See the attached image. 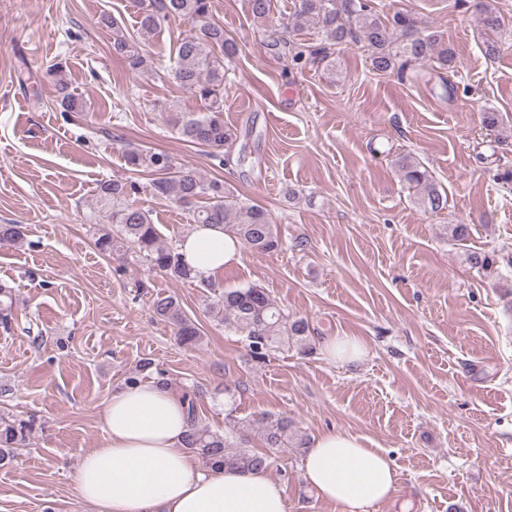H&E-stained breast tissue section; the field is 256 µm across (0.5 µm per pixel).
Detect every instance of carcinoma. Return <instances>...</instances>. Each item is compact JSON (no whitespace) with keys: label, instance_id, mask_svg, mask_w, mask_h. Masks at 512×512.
I'll return each mask as SVG.
<instances>
[{"label":"carcinoma","instance_id":"obj_1","mask_svg":"<svg viewBox=\"0 0 512 512\" xmlns=\"http://www.w3.org/2000/svg\"><path fill=\"white\" fill-rule=\"evenodd\" d=\"M134 3L140 30L145 33L155 31L172 16L190 23L191 28L181 39L167 76L199 102V112L178 121L176 129L185 141L206 148L212 158L224 165L230 163L237 134L224 125V62L233 60L238 52L237 43L224 32V25L212 18L211 0H134ZM457 5L473 9L487 36L485 52L494 56L502 32L501 16L494 4L491 0H457ZM247 7L253 23L263 26L270 18L272 0H247ZM106 23L112 26L113 53L124 58L133 71L145 69L147 60L135 42L124 35L121 21L109 17ZM306 23L316 26L319 44L291 45L289 56L296 66L327 58L331 46L359 43L372 50V69L380 73L395 71L402 75L407 69L427 62L446 69L455 64V54L444 36L408 9L397 10L384 18L374 10L372 0H296L292 16L279 22L277 42L288 45V35ZM53 71L58 76L62 107L69 112L83 111L82 100L69 90L64 80L63 65L56 64ZM125 161L131 171L153 175L149 187L154 195L192 209L194 223L219 227L257 253H271L282 247L271 213L260 205L242 201L224 182L208 179L164 152L129 149L125 151ZM396 165L402 181L417 200L432 212L445 208L446 199L420 161L403 156L396 160ZM137 192L134 182L105 180L98 184L96 205L109 210L115 228L97 232L96 249L109 257L130 249L152 269L171 279L197 281L178 246L166 242L150 212L131 200ZM25 239L26 226L0 224V246L20 245ZM466 262L479 272H491L496 269L498 254L471 250ZM154 312L173 325L180 344L195 346L201 342L199 328L176 298H156ZM210 312L220 315L227 329L242 336L248 354L255 361L266 360L272 351L290 343L301 354L313 350L308 321L290 316L260 286L224 290L211 303ZM184 400L189 418L184 447L210 468L232 465L244 470H266L272 464L274 451L307 447V436L291 421L265 414L247 422L244 428L257 434L266 451L249 449L245 446L247 440L235 437L231 431L220 433L200 425L193 398L186 394ZM35 430L32 416L0 413V464L12 460L18 447Z\"/></svg>","mask_w":512,"mask_h":512}]
</instances>
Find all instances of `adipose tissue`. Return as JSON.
I'll return each mask as SVG.
<instances>
[{"instance_id": "adipose-tissue-1", "label": "adipose tissue", "mask_w": 512, "mask_h": 512, "mask_svg": "<svg viewBox=\"0 0 512 512\" xmlns=\"http://www.w3.org/2000/svg\"><path fill=\"white\" fill-rule=\"evenodd\" d=\"M186 262L207 278L240 262L242 248L217 227L196 226L181 241ZM185 401L153 383L126 386L109 398L104 437L75 472L92 512H287L283 488L261 470H195L184 446ZM304 476L342 512H370L388 500L396 469L356 436L321 432L312 439Z\"/></svg>"}]
</instances>
